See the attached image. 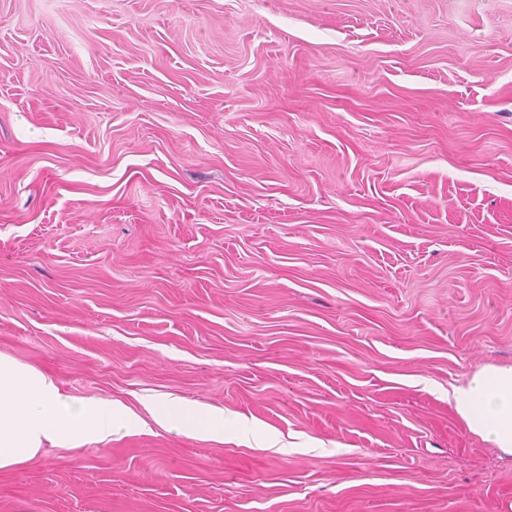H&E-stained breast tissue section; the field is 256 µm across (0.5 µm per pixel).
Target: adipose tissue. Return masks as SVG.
<instances>
[{
  "mask_svg": "<svg viewBox=\"0 0 512 512\" xmlns=\"http://www.w3.org/2000/svg\"><path fill=\"white\" fill-rule=\"evenodd\" d=\"M451 398L472 434L512 456V365L483 366ZM152 422L195 438H225L222 411L181 399L148 401L140 412L118 401L78 399L0 353V470L18 468L46 448L105 443Z\"/></svg>",
  "mask_w": 512,
  "mask_h": 512,
  "instance_id": "obj_1",
  "label": "adipose tissue"
}]
</instances>
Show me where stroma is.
<instances>
[{
    "mask_svg": "<svg viewBox=\"0 0 512 512\" xmlns=\"http://www.w3.org/2000/svg\"><path fill=\"white\" fill-rule=\"evenodd\" d=\"M0 352L164 428L0 512H512V0H0ZM451 398L472 434L512 456V365L483 366ZM144 409L162 427L187 436L224 443V411L181 399L147 401Z\"/></svg>",
    "mask_w": 512,
    "mask_h": 512,
    "instance_id": "obj_1",
    "label": "stroma"
}]
</instances>
